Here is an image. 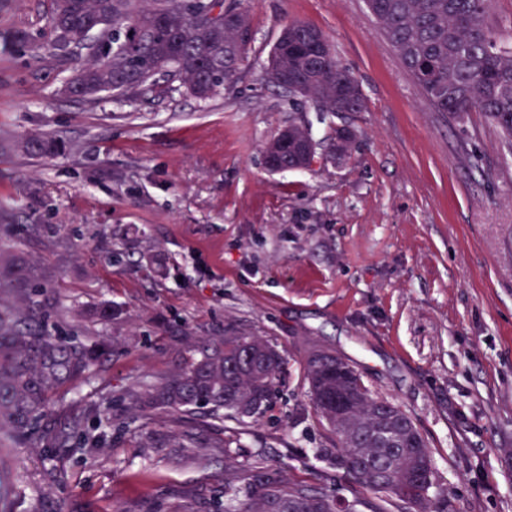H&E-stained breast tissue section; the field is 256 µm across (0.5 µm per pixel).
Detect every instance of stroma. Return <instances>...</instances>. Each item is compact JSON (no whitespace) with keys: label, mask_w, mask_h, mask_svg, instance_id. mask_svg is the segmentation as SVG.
Instances as JSON below:
<instances>
[{"label":"stroma","mask_w":512,"mask_h":512,"mask_svg":"<svg viewBox=\"0 0 512 512\" xmlns=\"http://www.w3.org/2000/svg\"><path fill=\"white\" fill-rule=\"evenodd\" d=\"M254 40L234 83L206 100L177 84L134 98L61 94L75 68L48 44L51 0L0 11V139L49 134L42 160L0 151V250L51 275L47 322L107 333L91 382L63 387L59 417L108 395L100 444L69 448L60 483L38 449L14 452L22 504L43 490L66 512H158L185 497L224 512L225 433L235 462L321 478L336 445L308 393L315 350L349 357L365 384L414 419L448 485V512H512V153L481 113L434 111L365 0H240ZM308 22L357 78L365 107L325 116L265 79L282 27ZM36 39L16 51L12 34ZM305 123L350 155L269 173L265 144ZM110 304L101 324L89 308ZM267 337L285 359L260 418L127 412L123 395L158 383L216 336ZM194 427L212 445L189 460L147 436Z\"/></svg>","instance_id":"35a3bbf8"}]
</instances>
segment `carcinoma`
Returning <instances> with one entry per match:
<instances>
[{
	"instance_id": "carcinoma-1",
	"label": "carcinoma",
	"mask_w": 512,
	"mask_h": 512,
	"mask_svg": "<svg viewBox=\"0 0 512 512\" xmlns=\"http://www.w3.org/2000/svg\"><path fill=\"white\" fill-rule=\"evenodd\" d=\"M215 16L195 19L181 0H53L48 19L52 46L65 61L86 51L88 61L70 96L100 100L114 91L128 98L160 82H175L200 100L211 98L240 72L250 43L238 32L250 26L238 4L215 0ZM370 13L398 53L427 102L438 112H480L496 124L512 152V40L489 22L492 0H366ZM292 71L291 95L317 99L321 111L339 115L364 107L356 78L336 68V57L286 55L281 41L269 54L270 80ZM293 140L316 151L308 128L290 123ZM32 157L62 149L50 136L0 146ZM49 274L20 253L0 256V512H15L16 485L6 458L18 441L31 448H68L75 439L96 445L89 407L56 419L58 390L92 374L112 355L105 336H59L47 324L53 306ZM283 360L262 336H226L204 344L185 366L157 384L131 392L140 413L192 415L211 407L218 418L264 413ZM310 400L336 447L319 459L336 470V487L312 485L298 474L281 477L260 467L224 470L225 512H446L448 489L413 418L376 396L351 360L310 357ZM357 397L342 413L336 397ZM165 444L188 456L201 447L192 432L171 433ZM30 512H64L38 495Z\"/></svg>"
}]
</instances>
